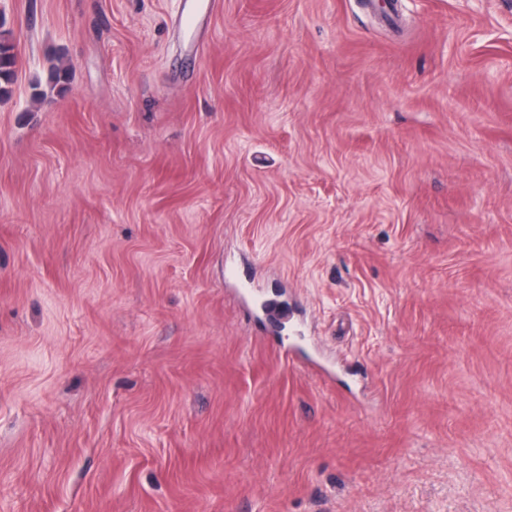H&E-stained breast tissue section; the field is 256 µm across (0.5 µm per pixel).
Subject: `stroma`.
Returning <instances> with one entry per match:
<instances>
[{"mask_svg":"<svg viewBox=\"0 0 512 512\" xmlns=\"http://www.w3.org/2000/svg\"><path fill=\"white\" fill-rule=\"evenodd\" d=\"M199 2L0 0V512H512V0Z\"/></svg>","mask_w":512,"mask_h":512,"instance_id":"stroma-1","label":"stroma"}]
</instances>
